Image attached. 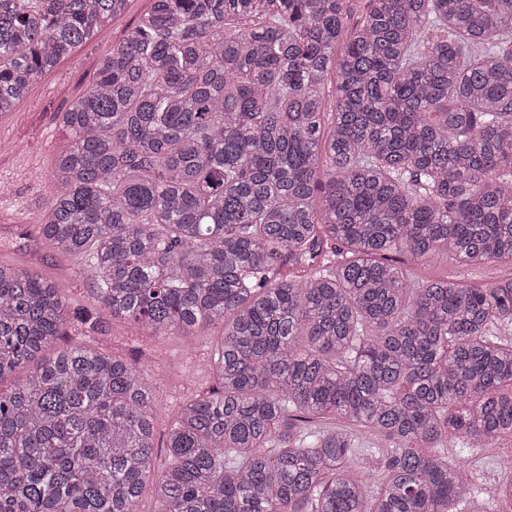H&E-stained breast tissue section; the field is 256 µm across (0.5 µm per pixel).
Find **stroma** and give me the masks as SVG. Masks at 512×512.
I'll return each mask as SVG.
<instances>
[{
	"label": "stroma",
	"mask_w": 512,
	"mask_h": 512,
	"mask_svg": "<svg viewBox=\"0 0 512 512\" xmlns=\"http://www.w3.org/2000/svg\"><path fill=\"white\" fill-rule=\"evenodd\" d=\"M150 5L151 0H130L124 14L101 28L70 59L32 82L26 98L13 112L0 117V176L14 197L13 203L0 207V261L28 266L56 279L66 288L71 307L82 311L98 309L94 277L85 266L54 253L39 241V221L52 190L47 173L53 153L67 136L59 116L91 87L94 74L90 59L121 39ZM507 272L501 265L453 268L434 260L420 275L427 279L451 276L481 286ZM217 335L216 328L208 327L192 336H154L135 323L116 320L89 333L84 342L92 349L126 358L143 356L155 401L162 410L156 423L157 430L162 431L184 402L213 385L207 360ZM473 454L482 468L483 490L467 504V512H493L495 505L484 489L512 478V469L507 466L512 440L496 448L474 449Z\"/></svg>",
	"instance_id": "35a3bbf8"
}]
</instances>
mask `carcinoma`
<instances>
[{
    "label": "carcinoma",
    "instance_id": "carcinoma-1",
    "mask_svg": "<svg viewBox=\"0 0 512 512\" xmlns=\"http://www.w3.org/2000/svg\"><path fill=\"white\" fill-rule=\"evenodd\" d=\"M128 0H0V115ZM62 113L41 236L114 319L222 330L153 477L136 359L0 263V512H462L512 438V0H152ZM458 446L454 457L448 448ZM510 271V265H490L479 268L466 266L447 267L442 261L432 260L419 270L423 278L435 279L453 276L455 280L475 286H482L487 282L505 276ZM500 448H473V456L481 465L479 481L481 488H490L492 484L510 479L512 475L507 460L512 453V440L507 439L499 444ZM498 463V464H496Z\"/></svg>",
    "mask_w": 512,
    "mask_h": 512
}]
</instances>
